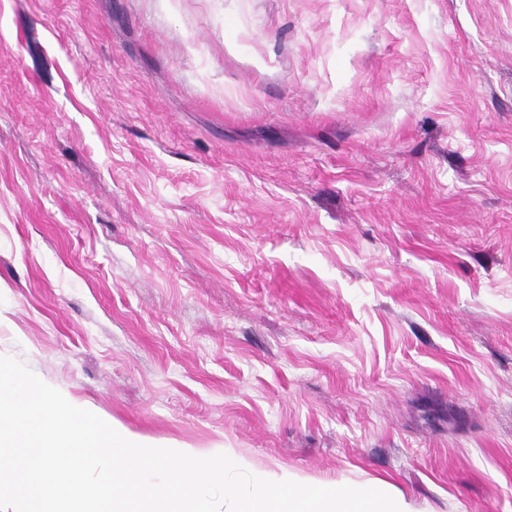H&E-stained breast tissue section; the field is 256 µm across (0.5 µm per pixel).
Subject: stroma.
Segmentation results:
<instances>
[{
    "mask_svg": "<svg viewBox=\"0 0 512 512\" xmlns=\"http://www.w3.org/2000/svg\"><path fill=\"white\" fill-rule=\"evenodd\" d=\"M0 356L161 447L512 512V0H0Z\"/></svg>",
    "mask_w": 512,
    "mask_h": 512,
    "instance_id": "stroma-1",
    "label": "stroma"
}]
</instances>
